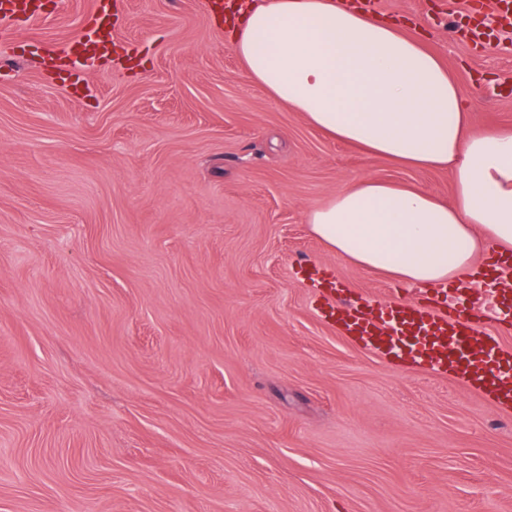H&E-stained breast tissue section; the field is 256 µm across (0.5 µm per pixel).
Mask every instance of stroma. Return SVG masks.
<instances>
[{
	"instance_id": "1",
	"label": "stroma",
	"mask_w": 512,
	"mask_h": 512,
	"mask_svg": "<svg viewBox=\"0 0 512 512\" xmlns=\"http://www.w3.org/2000/svg\"><path fill=\"white\" fill-rule=\"evenodd\" d=\"M98 0L28 31L60 49ZM441 56L474 126L512 127V28L376 0ZM113 59L60 84L0 45V512H512V410L325 324L299 261L416 289L313 237L371 174L448 172L332 141L250 82L206 0H118Z\"/></svg>"
}]
</instances>
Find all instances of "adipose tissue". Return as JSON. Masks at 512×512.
<instances>
[{
  "instance_id": "obj_1",
  "label": "adipose tissue",
  "mask_w": 512,
  "mask_h": 512,
  "mask_svg": "<svg viewBox=\"0 0 512 512\" xmlns=\"http://www.w3.org/2000/svg\"><path fill=\"white\" fill-rule=\"evenodd\" d=\"M227 26L247 78L329 139L451 175L449 203L353 179L306 214L328 248L424 288L461 278L487 249L512 250V129L470 128L467 98L424 41L339 0H258Z\"/></svg>"
}]
</instances>
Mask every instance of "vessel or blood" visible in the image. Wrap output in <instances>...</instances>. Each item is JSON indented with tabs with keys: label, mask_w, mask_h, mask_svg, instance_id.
I'll return each mask as SVG.
<instances>
[{
	"label": "vessel or blood",
	"mask_w": 512,
	"mask_h": 512,
	"mask_svg": "<svg viewBox=\"0 0 512 512\" xmlns=\"http://www.w3.org/2000/svg\"><path fill=\"white\" fill-rule=\"evenodd\" d=\"M469 7L477 14L491 10L498 22H512V0H471ZM43 9V0H0V42L15 43ZM79 50L91 57L110 55L112 37L91 20L65 51L50 50L46 56L58 67ZM317 281L318 311L344 336L385 362H404L459 378L501 409L512 408V350L482 331L489 313L466 299V283L427 289L415 301L374 303L343 299L344 288L336 277L321 274Z\"/></svg>",
	"instance_id": "1"
}]
</instances>
